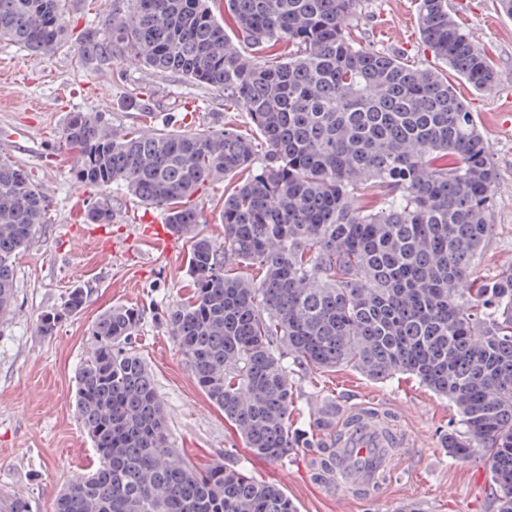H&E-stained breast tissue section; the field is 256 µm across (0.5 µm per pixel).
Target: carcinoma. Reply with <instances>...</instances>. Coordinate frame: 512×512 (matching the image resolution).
Segmentation results:
<instances>
[{"label":"carcinoma","instance_id":"cac0c4a2","mask_svg":"<svg viewBox=\"0 0 512 512\" xmlns=\"http://www.w3.org/2000/svg\"><path fill=\"white\" fill-rule=\"evenodd\" d=\"M215 2L112 0L79 54H118L224 90L262 136L260 165L256 144L222 123L122 133L72 112L64 137L77 178L164 208L169 230L187 239L192 294L164 323L256 455L275 462L299 445L291 364L349 365L377 381L406 372L456 408L449 456L481 455L497 512H512V272L474 287L495 170L473 112L448 73L355 43L347 20L359 0H225L242 41L295 47L279 61L244 55ZM418 30L450 70L493 87L487 53L448 0H419ZM66 33L61 0H0V41L45 55ZM243 172L224 197L218 242L187 199ZM369 186L383 196L377 211L359 206ZM46 214L26 173L1 158L0 318L13 311L16 254ZM85 219L109 224L112 206L98 202ZM239 263L263 276L229 275ZM83 304L73 289L41 313L40 333ZM142 318L138 307L114 306L91 327L75 407L97 462L63 487L56 512H297L279 485L229 463L197 467L171 446L153 375L134 350Z\"/></svg>","mask_w":512,"mask_h":512}]
</instances>
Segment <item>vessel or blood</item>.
I'll return each instance as SVG.
<instances>
[{"mask_svg":"<svg viewBox=\"0 0 512 512\" xmlns=\"http://www.w3.org/2000/svg\"><path fill=\"white\" fill-rule=\"evenodd\" d=\"M321 438L329 459L318 480L346 502L380 493L385 475L415 446L390 414L372 402L337 407L335 425L324 429Z\"/></svg>","mask_w":512,"mask_h":512,"instance_id":"obj_1","label":"vessel or blood"}]
</instances>
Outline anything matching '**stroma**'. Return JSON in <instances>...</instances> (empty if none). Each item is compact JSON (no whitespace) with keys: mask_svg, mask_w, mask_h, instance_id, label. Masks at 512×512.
I'll list each match as a JSON object with an SVG mask.
<instances>
[{"mask_svg":"<svg viewBox=\"0 0 512 512\" xmlns=\"http://www.w3.org/2000/svg\"><path fill=\"white\" fill-rule=\"evenodd\" d=\"M418 3L360 0L348 27L362 45L400 53L420 68L436 66L418 31ZM63 4L68 37L53 53L31 54L0 42V156L22 168L49 204L46 224L16 260L13 314L0 319V501L19 498L28 512H55L58 492L93 467L94 449L75 411L77 374L91 349L92 324L106 309L125 305L145 310L138 349L170 414L172 445L187 462L198 466L221 458L238 464L256 479L280 485L299 512H404L410 505L421 512H496L482 459L448 454L444 437L458 422L455 407L409 374L381 382L349 366L296 370L289 422L301 433L303 447L278 462L246 447L209 402L161 320L165 309L190 294L186 241L175 238L168 251L157 250L162 210L124 187L81 183L63 129L69 113L93 112L116 131H197L218 120L251 139L258 133L248 113L225 100L221 89L117 56L107 62L82 59L79 44L100 27L108 0ZM448 7L488 52L496 73L488 92L448 76L489 142L497 173L495 229L478 267L479 276L489 279L512 271V133L497 120L498 113L512 111V17L500 12L497 0H448ZM239 180L226 176L193 197L209 235L222 236L216 201ZM103 199L113 218L93 245L81 236L84 214ZM75 288L85 295L82 310L53 335H41L38 316L60 307ZM349 396L400 413L401 427L424 442L394 469L388 494L359 504L341 502L313 477L314 413Z\"/></svg>","mask_w":512,"mask_h":512,"instance_id":"35a3bbf8","label":"stroma"}]
</instances>
